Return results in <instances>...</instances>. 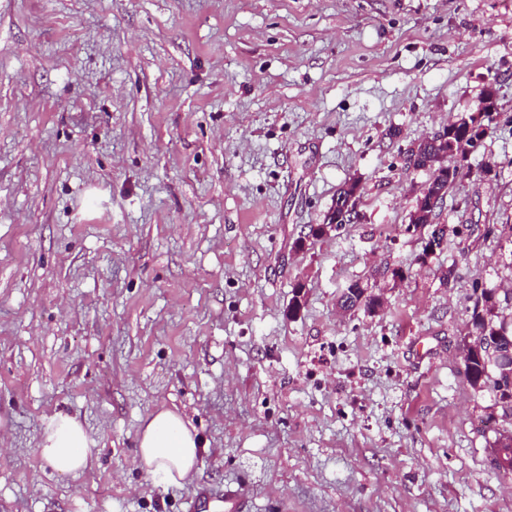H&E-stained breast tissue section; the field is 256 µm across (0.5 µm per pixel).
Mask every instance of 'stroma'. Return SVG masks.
Masks as SVG:
<instances>
[{
    "label": "stroma",
    "instance_id": "obj_1",
    "mask_svg": "<svg viewBox=\"0 0 512 512\" xmlns=\"http://www.w3.org/2000/svg\"><path fill=\"white\" fill-rule=\"evenodd\" d=\"M490 88L418 264L407 152ZM353 179L361 221L296 249ZM355 280L383 307L339 313ZM477 283L512 288V0H0V512H512ZM160 407L201 441L179 485L136 460ZM58 411L77 478L37 451ZM37 449L53 471L73 477L83 473L99 452L82 422L62 411L46 425Z\"/></svg>",
    "mask_w": 512,
    "mask_h": 512
}]
</instances>
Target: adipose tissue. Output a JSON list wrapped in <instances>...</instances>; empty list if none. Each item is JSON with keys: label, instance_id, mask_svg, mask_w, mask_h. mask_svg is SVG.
I'll list each match as a JSON object with an SVG mask.
<instances>
[{"label": "adipose tissue", "instance_id": "adipose-tissue-1", "mask_svg": "<svg viewBox=\"0 0 512 512\" xmlns=\"http://www.w3.org/2000/svg\"><path fill=\"white\" fill-rule=\"evenodd\" d=\"M199 440L181 412L162 408L152 413L138 437V462L149 475L172 484L188 478L197 468ZM40 457L58 474L78 476L98 454L94 440L73 415L55 413L38 444Z\"/></svg>", "mask_w": 512, "mask_h": 512}]
</instances>
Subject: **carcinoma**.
I'll use <instances>...</instances> for the list:
<instances>
[{"mask_svg":"<svg viewBox=\"0 0 512 512\" xmlns=\"http://www.w3.org/2000/svg\"><path fill=\"white\" fill-rule=\"evenodd\" d=\"M491 120L488 113L461 112L457 114L454 123L448 126V152L450 159L456 156H466L471 153L472 139L468 136L469 127ZM443 150V146L434 143L422 145L415 160V169L427 170V159ZM359 187V181L352 180L344 183L337 191L336 203L332 211L338 214L348 204L351 196ZM424 207V213L412 223L431 227V231L443 236L448 234V225L436 224L432 218L436 212L427 209V201H416ZM369 297L365 296V288L357 281L350 283L343 294L341 304L349 309L368 306ZM471 319L474 321L475 332L485 339L492 350L482 347L471 353L465 363L464 377L467 384L476 392H489L494 406L500 408L502 416L512 415V316L507 318L499 312V302L494 290L487 289L474 293ZM494 461L500 471L512 475V468L502 466L507 461L512 464V443L508 444L495 440L491 445Z\"/></svg>","mask_w":512,"mask_h":512,"instance_id":"carcinoma-1","label":"carcinoma"}]
</instances>
